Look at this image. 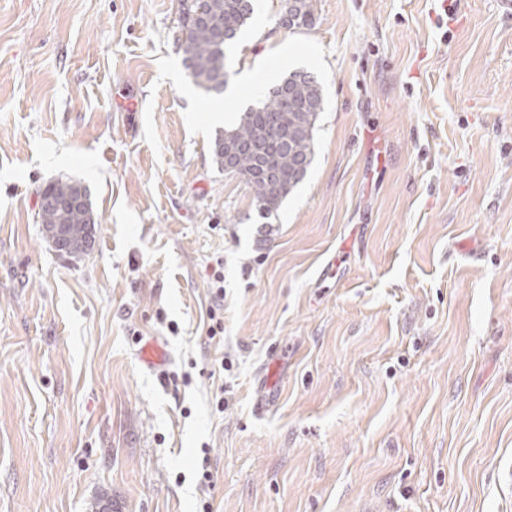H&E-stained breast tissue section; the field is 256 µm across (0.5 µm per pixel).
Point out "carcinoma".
Masks as SVG:
<instances>
[{
  "instance_id": "cac0c4a2",
  "label": "carcinoma",
  "mask_w": 512,
  "mask_h": 512,
  "mask_svg": "<svg viewBox=\"0 0 512 512\" xmlns=\"http://www.w3.org/2000/svg\"><path fill=\"white\" fill-rule=\"evenodd\" d=\"M294 3L292 17H282V25L290 30L311 26L312 0ZM253 14L254 0H180L182 46L196 86L217 92L225 85L224 51L240 38ZM322 107L317 78L304 70L293 71L269 89L265 102L246 109L229 128L241 139L232 164L251 188L262 218H271L311 167L314 130ZM83 191L79 182L56 180L46 185L40 198L58 199ZM38 216L65 254L74 258L85 254V243L96 224L91 203L63 212L42 202Z\"/></svg>"
}]
</instances>
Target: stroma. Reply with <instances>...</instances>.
<instances>
[{"mask_svg":"<svg viewBox=\"0 0 512 512\" xmlns=\"http://www.w3.org/2000/svg\"><path fill=\"white\" fill-rule=\"evenodd\" d=\"M312 7L256 0L223 96L179 0H0V512H512V15ZM265 67L324 100L266 223L211 120ZM56 179L100 218L78 259L39 222ZM291 0H282L284 4L282 13V25L287 27L289 30L307 28L313 23V8L312 0H292L295 3V11L292 14L293 19L288 20V14L286 17L285 11L289 10L292 3L288 2ZM212 283L215 287L212 289L215 307L210 308L208 312L209 324L207 327V335L211 339H214L217 335L222 334L223 336L224 333V308L223 304H220V302H224V266H222V270L216 269L214 271ZM221 310L222 314L220 312ZM139 360L151 370H162L167 361L166 351L158 340L152 339L140 349Z\"/></svg>","mask_w":512,"mask_h":512,"instance_id":"obj_1","label":"stroma"}]
</instances>
